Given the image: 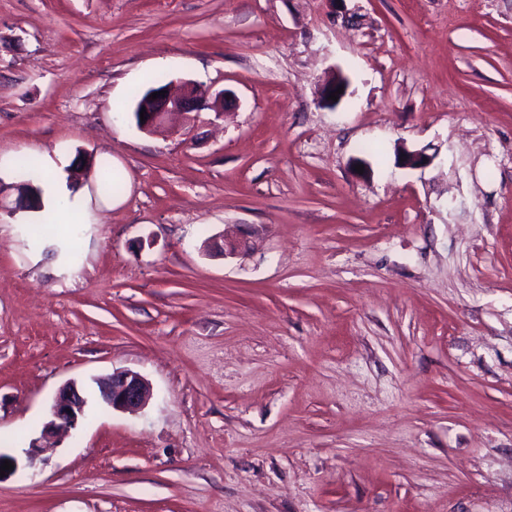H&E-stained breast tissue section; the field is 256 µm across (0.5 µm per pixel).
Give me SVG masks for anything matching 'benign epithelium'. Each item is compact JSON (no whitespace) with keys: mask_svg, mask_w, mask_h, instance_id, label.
<instances>
[{"mask_svg":"<svg viewBox=\"0 0 512 512\" xmlns=\"http://www.w3.org/2000/svg\"><path fill=\"white\" fill-rule=\"evenodd\" d=\"M165 95L154 99L147 97L141 104L146 109V120L137 122V127L152 133L156 129L175 123L188 113L203 107L212 108L218 112L224 110L226 92L214 96L201 86L187 82L180 93L173 95L167 92V86L160 87ZM431 158L424 152L407 149L399 152L398 165L403 168L417 169L428 165ZM41 207V196L22 190L16 194L14 210L35 211ZM214 254L222 257L238 255L251 249L249 242L237 236L234 227L224 228L221 245L210 243ZM100 400L108 407L121 411L135 413L141 410L150 396L147 381L138 373L131 370L114 371L111 375L97 380ZM91 394L76 383L70 382L57 392L52 405V418L43 426L42 437L68 434L76 429L85 417Z\"/></svg>","mask_w":512,"mask_h":512,"instance_id":"benign-epithelium-1","label":"benign epithelium"}]
</instances>
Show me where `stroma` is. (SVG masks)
Returning <instances> with one entry per match:
<instances>
[{
    "label": "stroma",
    "instance_id": "obj_1",
    "mask_svg": "<svg viewBox=\"0 0 512 512\" xmlns=\"http://www.w3.org/2000/svg\"><path fill=\"white\" fill-rule=\"evenodd\" d=\"M152 75L234 100L143 132ZM36 151L93 203L0 198V452L152 397L0 512H512V0H0V180ZM43 200L57 218V224H84L88 215L89 199L81 190L74 191L50 176L42 184ZM234 226L228 225L224 228V235L222 239V245H215L217 241L213 240L212 243H210V249L212 252H214L215 255L227 257L230 255H238L240 253L247 252L251 249V246L249 242L237 236V234L234 231ZM96 382L100 400L112 410L135 413L145 406L150 396L147 381L131 370L112 372ZM91 394L75 382L64 385L57 392L52 405V418L42 430V438L68 434L75 430L85 417Z\"/></svg>",
    "mask_w": 512,
    "mask_h": 512
}]
</instances>
